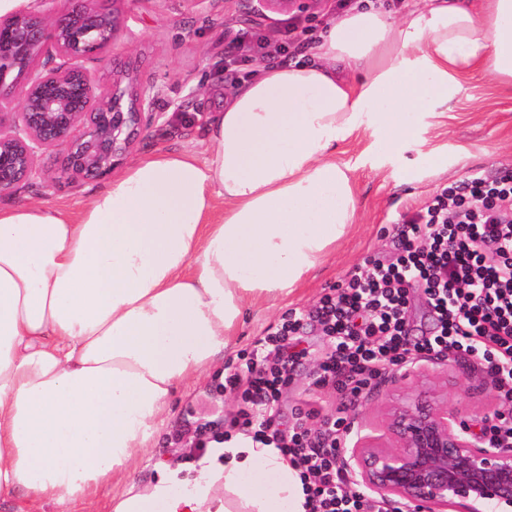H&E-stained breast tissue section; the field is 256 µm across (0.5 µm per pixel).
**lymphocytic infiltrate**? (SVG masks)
<instances>
[{"mask_svg": "<svg viewBox=\"0 0 512 512\" xmlns=\"http://www.w3.org/2000/svg\"><path fill=\"white\" fill-rule=\"evenodd\" d=\"M422 289L433 327L411 338L409 294ZM315 323L329 343L314 364L316 394L280 428L276 407L289 369L306 359L294 340ZM461 354L478 357L492 378L498 407L481 428L492 448L512 446V170L471 172L401 214L390 251L367 258L311 307L289 311L257 339L246 372L229 371L219 387L241 392L235 426L279 449L299 473L305 512H411L403 501L370 505L350 490L341 450L353 420L347 404L324 410L320 393L359 397L382 370L399 363Z\"/></svg>", "mask_w": 512, "mask_h": 512, "instance_id": "lymphocytic-infiltrate-1", "label": "lymphocytic infiltrate"}]
</instances>
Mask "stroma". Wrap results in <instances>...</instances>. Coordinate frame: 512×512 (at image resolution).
<instances>
[{"label":"stroma","instance_id":"35a3bbf8","mask_svg":"<svg viewBox=\"0 0 512 512\" xmlns=\"http://www.w3.org/2000/svg\"><path fill=\"white\" fill-rule=\"evenodd\" d=\"M332 6V0H320L306 13L270 12L249 22L241 11L228 12L220 5L201 11L188 6L186 0H142L136 16L128 19L126 31L118 36L121 51L114 56L113 67L96 64L92 70L105 82L111 80L113 69L119 68L133 71L147 85H174L177 98L185 100L186 105L168 109L166 124L149 131L134 149V156L171 150L205 158L210 150L205 133L207 114L223 106L234 82L244 81L262 65L258 59L240 63L234 82H226L225 45L242 30L273 36L294 21L317 29ZM461 83L463 90L449 102L446 117L424 119L413 148L386 154L365 139L344 145L339 159L350 169L358 199L354 225L337 241L325 264L292 293L246 305L229 348L178 385L169 406L154 424L151 448L141 453L126 472L101 480L94 512H110L129 483L150 487L163 466L184 464V451L172 444L171 435L188 411L208 418H234L241 407L239 398H223L214 391L225 368H244L255 340L279 325L288 310L310 306L367 256L385 249L400 212L417 209L430 193L459 183L469 172L492 175L512 169V88L479 71L462 76ZM433 150L445 159V172L425 171L422 160ZM104 184L100 178L80 184L62 182L48 189L35 187L0 196V206L48 201L74 214ZM417 367L419 376L402 380L400 392L441 390L447 393L450 404L460 406L477 424L496 408L492 389L477 379L481 365L475 357L463 356L452 363L429 359L418 362Z\"/></svg>","mask_w":512,"mask_h":512}]
</instances>
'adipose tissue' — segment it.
I'll list each match as a JSON object with an SVG mask.
<instances>
[{"mask_svg": "<svg viewBox=\"0 0 512 512\" xmlns=\"http://www.w3.org/2000/svg\"><path fill=\"white\" fill-rule=\"evenodd\" d=\"M308 52L226 96L206 160L136 159L75 218L0 208V498L88 503L143 452L246 303L291 293L352 226L337 144L408 147L474 70L512 87V0H426L400 20L356 0ZM200 466L129 486L112 512H304L278 449L239 435Z\"/></svg>", "mask_w": 512, "mask_h": 512, "instance_id": "obj_1", "label": "adipose tissue"}]
</instances>
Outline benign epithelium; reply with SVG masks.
<instances>
[{"label": "benign epithelium", "mask_w": 512, "mask_h": 512, "mask_svg": "<svg viewBox=\"0 0 512 512\" xmlns=\"http://www.w3.org/2000/svg\"><path fill=\"white\" fill-rule=\"evenodd\" d=\"M32 0L0 16V196L39 182L80 183L109 175L142 137L162 127L166 86H145L132 72L97 83L86 62L107 64L123 24L144 0ZM317 0H241L246 13L294 8ZM63 156L53 174L38 165ZM351 484L380 501L423 512H512V447L490 448L481 433L435 389L393 401L381 433L342 450Z\"/></svg>", "instance_id": "1"}]
</instances>
